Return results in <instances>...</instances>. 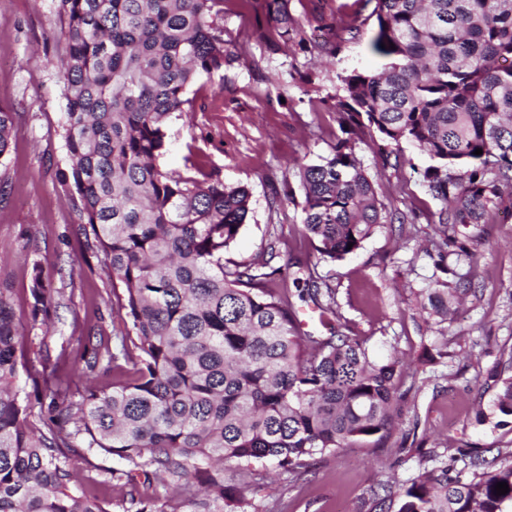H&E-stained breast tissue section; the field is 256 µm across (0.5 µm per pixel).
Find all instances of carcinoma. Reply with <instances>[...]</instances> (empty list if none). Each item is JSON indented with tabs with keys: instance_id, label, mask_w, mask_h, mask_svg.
Segmentation results:
<instances>
[{
	"instance_id": "obj_1",
	"label": "carcinoma",
	"mask_w": 512,
	"mask_h": 512,
	"mask_svg": "<svg viewBox=\"0 0 512 512\" xmlns=\"http://www.w3.org/2000/svg\"><path fill=\"white\" fill-rule=\"evenodd\" d=\"M256 24L274 49L301 27L288 0ZM224 0H57L61 22L69 157L59 179L78 209L125 310L126 333L85 347L82 375H112L79 399L49 388L27 368L7 289L0 288V512H109L78 490L67 452L83 448L124 459L125 472L148 465L173 481H194L202 502L170 512H248L241 487H224V466L269 461L286 474L316 456L371 437L383 439L401 412L400 361L379 358L366 341L333 324L335 290H321L307 264L306 295L327 318L326 333L302 335L277 257L224 264L250 212L251 193L197 169L184 176L161 167L170 126L185 114L186 94L229 55L216 18ZM372 50L380 71L339 76V138L327 156L299 166L305 236L333 261L361 248L394 221L351 144L363 135L408 142L432 164L427 191L442 253L476 241L512 194V0H376ZM11 111L0 107V159L9 145ZM482 154L476 155V149ZM459 288L436 281L423 291L430 313L448 318ZM33 315L57 296L36 274ZM48 396L34 415L19 399L18 367ZM496 392L477 422L512 425V374L489 373ZM471 476L445 462L375 493L379 512H512V461L470 458ZM505 482L509 492L496 495ZM134 512H165L158 499L131 497Z\"/></svg>"
}]
</instances>
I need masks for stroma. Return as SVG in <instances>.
Segmentation results:
<instances>
[{
  "mask_svg": "<svg viewBox=\"0 0 512 512\" xmlns=\"http://www.w3.org/2000/svg\"><path fill=\"white\" fill-rule=\"evenodd\" d=\"M269 0H224L217 23L234 60L202 75L190 89L193 105L171 128L166 168L193 175L204 164L225 183L251 193L250 218L227 259L250 262L267 252L278 263L301 260L336 292L348 335L366 340L377 356L399 352L405 366L398 424L379 444L339 449L316 459L301 476L261 473L250 480L228 471V485L248 484L249 512H374L378 483L406 481L420 472L421 454L435 452L457 471L464 455L492 450L512 460V430L476 425L475 412L494 390L488 370L512 357V215L483 225L468 254L449 247L445 259L425 245L436 230L439 207L422 182L430 159L409 143L355 141L354 149L377 182L386 210L403 224H386L353 254L319 259L304 235L302 191L294 160L329 155L341 135L334 104L340 74L380 69L371 53L376 31L372 0H289L302 19L299 43L276 51L253 33L266 20ZM56 0H0V106L13 113L9 152L0 162V286L20 327L30 365L56 364L72 375L89 337L124 332V313L110 280L79 229L80 215L59 182L67 163L63 137L62 67L51 38L59 28ZM357 26L355 38L337 42L321 19ZM444 261L474 291L453 319L428 318L418 292L441 276ZM59 291V306L33 315L35 273ZM82 486L124 512L128 494L160 496L152 468L136 471L133 483L118 473L127 463L116 455L71 457Z\"/></svg>",
  "mask_w": 512,
  "mask_h": 512,
  "instance_id": "stroma-1",
  "label": "stroma"
}]
</instances>
